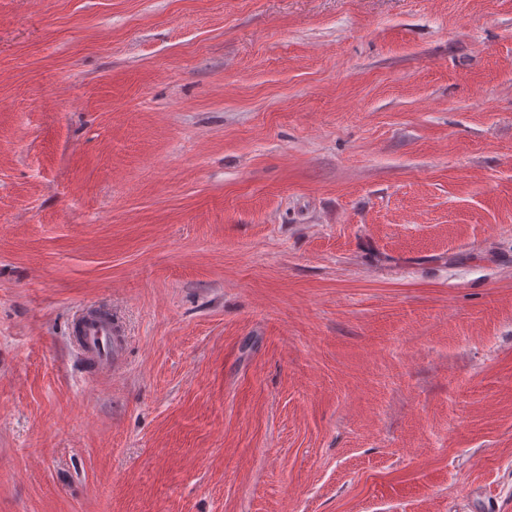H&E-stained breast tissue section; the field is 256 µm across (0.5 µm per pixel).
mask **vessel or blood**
Here are the masks:
<instances>
[{"label":"vessel or blood","mask_w":512,"mask_h":512,"mask_svg":"<svg viewBox=\"0 0 512 512\" xmlns=\"http://www.w3.org/2000/svg\"><path fill=\"white\" fill-rule=\"evenodd\" d=\"M72 332L88 366L96 372L110 371L125 353V341L115 331L111 320L97 311L86 310L75 319Z\"/></svg>","instance_id":"b4317fda"}]
</instances>
